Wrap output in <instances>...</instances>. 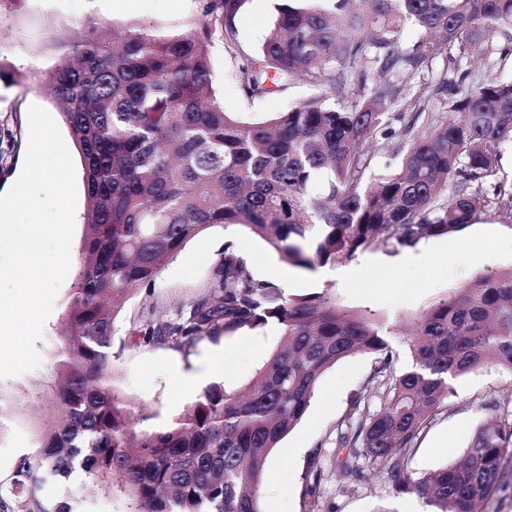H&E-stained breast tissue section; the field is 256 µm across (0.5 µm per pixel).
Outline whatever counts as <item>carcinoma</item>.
I'll return each mask as SVG.
<instances>
[{
	"label": "carcinoma",
	"mask_w": 512,
	"mask_h": 512,
	"mask_svg": "<svg viewBox=\"0 0 512 512\" xmlns=\"http://www.w3.org/2000/svg\"><path fill=\"white\" fill-rule=\"evenodd\" d=\"M243 0H207L188 32L160 38L142 25L115 30L80 23L54 44L56 62L35 82L55 100L79 144L87 199L71 306L62 318L43 396L54 408L37 427L39 451L19 475L35 494L51 481L69 487L80 471L119 486L138 512H261L271 449L301 421L330 367L357 352L381 355L371 382L374 411L338 424L336 444L363 461L340 466L353 482L371 469L391 490H416L433 512H483L502 461L512 455V417H490L464 459L423 477L408 461L451 392L450 381L489 365L512 372V269L477 277L418 317L412 365L391 371L382 322L318 293L286 295L257 281L224 245L209 291L173 321L147 309V342L190 348L244 327L273 322L278 348L242 394L212 385L171 422L142 430L145 417L116 390L114 322L122 301L152 289L187 242L215 226H239L283 260L313 269L390 242L423 238L477 220L470 182L495 180L500 216L512 219V183L498 179L500 147L512 139V82L472 85L440 112L398 113L393 77L421 72L452 52L473 57L483 36L512 25V0H305L288 4L256 53L240 54L250 99L302 77L327 86L322 99L246 120L224 111L213 91L211 46L232 44ZM421 38L398 48L400 26ZM371 73V96L347 98L354 74ZM405 141L397 169L365 181L380 134ZM307 512H324L323 466L312 461Z\"/></svg>",
	"instance_id": "cac0c4a2"
}]
</instances>
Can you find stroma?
I'll return each instance as SVG.
<instances>
[{
    "instance_id": "1",
    "label": "stroma",
    "mask_w": 512,
    "mask_h": 512,
    "mask_svg": "<svg viewBox=\"0 0 512 512\" xmlns=\"http://www.w3.org/2000/svg\"><path fill=\"white\" fill-rule=\"evenodd\" d=\"M282 0H244L237 18L235 47L215 43L211 51L213 89L225 111L247 119L285 112L296 104L326 96L325 87L298 78L275 94L249 99L237 77V50L251 52L263 42ZM204 0H0V194H7L12 179L25 164L29 143L28 112L31 105L60 119L57 104L33 81L30 68L49 72L56 53L51 39L71 31L80 21L93 18L118 28L150 26L161 38L177 36L195 27ZM487 55L438 58L434 71L446 73L444 96L430 95L427 75L401 76L402 100L424 96L427 111L440 110L442 100L455 99L459 90L477 82L512 81V25L492 28L487 36ZM232 244L244 258L255 280L281 283L283 274L295 277L288 295L318 293L336 306L374 315L389 330L392 367L401 372L411 363L405 330L424 310L453 295L479 277H493L512 268V219L484 210L476 223L449 233L421 239L413 246L387 245L357 251L351 266L361 272L359 281L341 285L326 278L323 267L299 268L281 259L264 240L237 227H213L188 242L169 261L151 292L129 296L116 319L112 365L116 383L126 397L143 408L144 428L163 425L178 416L207 387L219 384L226 392L244 391L280 342V330L270 323L244 328L215 340H201L184 351L135 340L137 319L143 308L155 306L161 315L174 317L177 306L201 297L216 266ZM472 259L457 263L458 251ZM417 255L427 262V272L407 270L403 259ZM72 281H64L46 320L43 337L36 344L42 362L35 370L0 378V398L17 409L0 427V489L10 490L24 460L34 459L38 448L35 427L47 412L41 384L53 360L58 325L72 294ZM227 351L223 372L203 373L209 354ZM378 355L357 353L336 363L321 378L301 422L269 454L260 491L261 512H305L307 490L312 482L309 463L317 449L336 451V426L353 402L368 396V382ZM195 380L183 387L179 379ZM452 392L423 433L409 459L414 476H424L460 458L475 430L486 419L512 412V372L488 368L454 378ZM82 488L74 501L75 512H136L135 502L116 487L97 484L78 476ZM320 490L325 512H428L422 496L391 493L385 475L371 474L365 481L340 482L335 470L326 469Z\"/></svg>"
}]
</instances>
